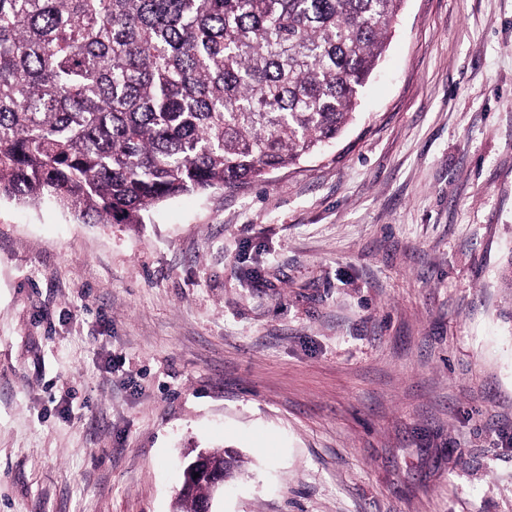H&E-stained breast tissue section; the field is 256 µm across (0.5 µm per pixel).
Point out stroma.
<instances>
[{
  "mask_svg": "<svg viewBox=\"0 0 512 512\" xmlns=\"http://www.w3.org/2000/svg\"><path fill=\"white\" fill-rule=\"evenodd\" d=\"M512 0H405L352 124L86 224L0 198V512H512ZM196 459L197 454L182 462V483L176 501L177 512H191L195 510L197 500L207 493L208 485L206 482L209 484L211 491L208 498L200 504L199 512H213V499L217 493H224V484L229 480V478L225 477L224 471L234 473L241 466L240 456L231 450H208L206 456L207 462L215 469L224 468V471H211L200 468L199 475L202 479H205L206 482L197 480L188 484L186 482L187 468L190 464L194 463Z\"/></svg>",
  "mask_w": 512,
  "mask_h": 512,
  "instance_id": "obj_1",
  "label": "stroma"
}]
</instances>
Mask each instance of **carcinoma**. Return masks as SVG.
<instances>
[{
	"mask_svg": "<svg viewBox=\"0 0 512 512\" xmlns=\"http://www.w3.org/2000/svg\"><path fill=\"white\" fill-rule=\"evenodd\" d=\"M402 3L0 0V197L140 224L258 182L349 124ZM207 490L182 482L177 512Z\"/></svg>",
	"mask_w": 512,
	"mask_h": 512,
	"instance_id": "carcinoma-1",
	"label": "carcinoma"
}]
</instances>
